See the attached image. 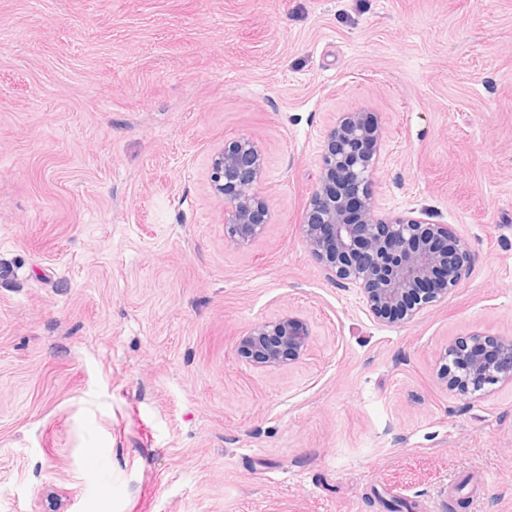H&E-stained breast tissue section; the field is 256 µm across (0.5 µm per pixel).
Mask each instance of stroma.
Listing matches in <instances>:
<instances>
[{
  "mask_svg": "<svg viewBox=\"0 0 512 512\" xmlns=\"http://www.w3.org/2000/svg\"><path fill=\"white\" fill-rule=\"evenodd\" d=\"M374 197L467 243L412 321L329 281L300 224L344 112ZM271 221L224 240V142ZM290 313L296 361L240 341ZM512 336V0H0V512H512V386L449 344ZM310 336L306 322L286 314L256 324L242 340L240 351L257 367L275 368L298 359L306 350ZM442 377L450 387L463 393H476L486 385L512 383V336L491 339L480 333L448 347ZM493 382V383H490Z\"/></svg>",
  "mask_w": 512,
  "mask_h": 512,
  "instance_id": "35a3bbf8",
  "label": "stroma"
}]
</instances>
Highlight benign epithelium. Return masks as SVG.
Listing matches in <instances>:
<instances>
[{"label":"benign epithelium","instance_id":"7a95c632","mask_svg":"<svg viewBox=\"0 0 512 512\" xmlns=\"http://www.w3.org/2000/svg\"><path fill=\"white\" fill-rule=\"evenodd\" d=\"M381 136L370 112H345L330 132L321 156V176L301 224L310 255L338 284L358 287L381 322L412 320L428 304L448 298L470 274L466 243L446 224L411 214L381 216L372 186ZM264 159L248 137L227 141L212 157L211 186L224 202L225 242L243 247L269 223V206L258 189ZM311 332L306 322L283 315L255 325L240 351L250 363L275 368L299 358ZM451 363L442 377L463 393L490 383H512V336L480 333L448 347Z\"/></svg>","mask_w":512,"mask_h":512}]
</instances>
